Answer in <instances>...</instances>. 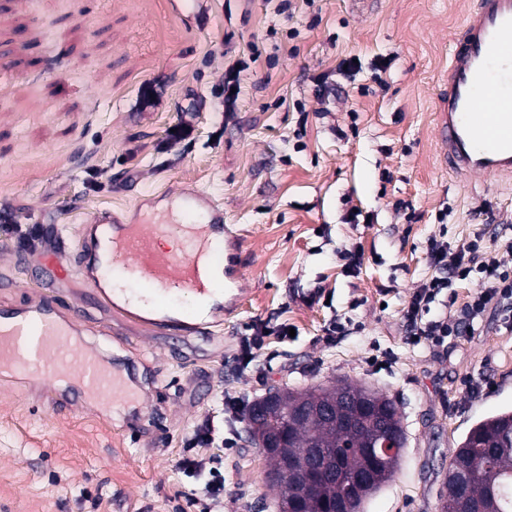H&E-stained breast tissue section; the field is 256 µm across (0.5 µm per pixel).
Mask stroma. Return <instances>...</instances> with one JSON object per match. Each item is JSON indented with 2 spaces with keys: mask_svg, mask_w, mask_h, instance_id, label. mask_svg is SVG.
Instances as JSON below:
<instances>
[{
  "mask_svg": "<svg viewBox=\"0 0 512 512\" xmlns=\"http://www.w3.org/2000/svg\"><path fill=\"white\" fill-rule=\"evenodd\" d=\"M0 0V225L63 230L76 247L104 212L149 218L154 197L203 189L240 238L241 302L216 304L201 332L151 331L100 302L68 257L18 252L0 235V310L41 296L113 368L132 365L144 409L85 399L53 407L45 385L0 368V512H201L177 468L205 419L235 434L220 448L224 512H278L260 448L222 399L345 378L395 399L407 446L361 512H438L448 456L476 423L512 409V330L488 312L432 352L404 342L402 309L429 276L426 241L447 228L459 250L483 234L512 267V178L451 175L437 94L451 38L476 0ZM241 59L238 112L224 119V68ZM355 59L346 76L336 71ZM385 63L381 82L373 67ZM154 104H146L145 94ZM192 140L171 144L180 113ZM446 225H439L440 211ZM360 248L358 275L342 250ZM350 318L330 342L324 326ZM294 328L236 370L261 321ZM96 333L84 335L85 326ZM493 385L473 391L472 382Z\"/></svg>",
  "mask_w": 512,
  "mask_h": 512,
  "instance_id": "obj_1",
  "label": "stroma"
}]
</instances>
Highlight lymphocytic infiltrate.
<instances>
[{"mask_svg": "<svg viewBox=\"0 0 512 512\" xmlns=\"http://www.w3.org/2000/svg\"><path fill=\"white\" fill-rule=\"evenodd\" d=\"M426 250L431 273L402 309L406 344L447 346L449 340L471 334L475 320L491 309L512 328V268H505L492 256L482 236H475L453 257L448 254L447 240L441 237L429 238ZM473 279L482 288L460 309L433 313V306L445 292L456 283ZM218 441L213 421H202L186 439L190 454L178 463L183 475L201 482L204 512H224V463L218 457L197 455L196 450Z\"/></svg>", "mask_w": 512, "mask_h": 512, "instance_id": "f902f5d3", "label": "lymphocytic infiltrate"}]
</instances>
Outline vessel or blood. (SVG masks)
I'll use <instances>...</instances> for the list:
<instances>
[{
	"instance_id": "vessel-or-blood-1",
	"label": "vessel or blood",
	"mask_w": 512,
	"mask_h": 512,
	"mask_svg": "<svg viewBox=\"0 0 512 512\" xmlns=\"http://www.w3.org/2000/svg\"><path fill=\"white\" fill-rule=\"evenodd\" d=\"M438 129L451 174L483 181L512 176V0H477L467 16L452 44ZM93 232L105 237L106 251H78L74 272L94 283L109 271L130 276V296H151L162 312L149 326L181 327L180 319L163 310L178 293H208L199 270L204 259L223 267L225 294L240 296L237 239L226 234L224 209L207 191L179 196L148 224L101 215ZM172 237L181 243L179 253H162L161 241ZM55 302L41 297L20 320L0 323V366L36 374L52 388L70 384L108 405L131 404L125 379L82 353L70 327L57 320Z\"/></svg>"
}]
</instances>
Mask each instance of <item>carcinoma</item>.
<instances>
[{"label": "carcinoma", "mask_w": 512, "mask_h": 512, "mask_svg": "<svg viewBox=\"0 0 512 512\" xmlns=\"http://www.w3.org/2000/svg\"><path fill=\"white\" fill-rule=\"evenodd\" d=\"M253 407L261 413L248 417L251 439L289 435L278 448L264 452L266 472L288 462V480L275 484L280 501L293 498L302 488L314 487L307 508L321 512L325 506L347 496L345 487L325 478L315 481L307 465L310 452L320 448L329 465L348 468L370 465L368 450L378 443L382 429L401 422L397 405L387 395L365 385L338 380L306 390L271 389ZM512 411L490 416L473 426L453 451L448 466L471 477L475 512H512V433L507 429ZM401 454L385 457L374 472L375 487L394 474Z\"/></svg>", "instance_id": "cac0c4a2"}]
</instances>
